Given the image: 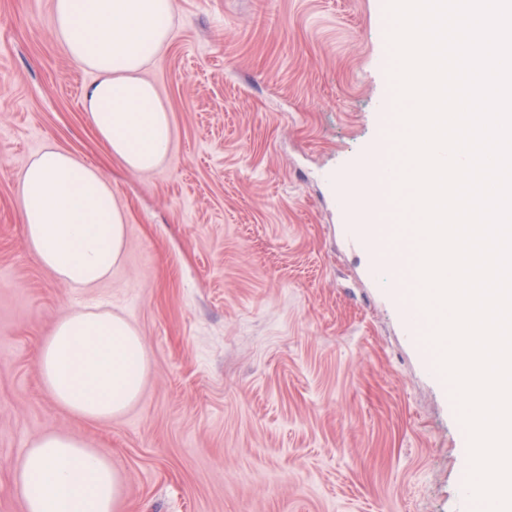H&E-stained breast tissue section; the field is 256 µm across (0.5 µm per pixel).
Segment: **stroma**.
<instances>
[{"mask_svg": "<svg viewBox=\"0 0 512 512\" xmlns=\"http://www.w3.org/2000/svg\"><path fill=\"white\" fill-rule=\"evenodd\" d=\"M51 2L0 0V512H24L13 471L53 430L111 457L118 512H482L436 350L348 231L346 179L374 152L396 159L387 0H174L144 71L172 144L147 173L89 125L94 76L62 53ZM47 145L98 168L127 216L96 287L25 243L17 177ZM94 307L148 356L108 424L56 404L36 365L54 323Z\"/></svg>", "mask_w": 512, "mask_h": 512, "instance_id": "stroma-1", "label": "stroma"}]
</instances>
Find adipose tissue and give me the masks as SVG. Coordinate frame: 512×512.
I'll use <instances>...</instances> for the list:
<instances>
[{
  "instance_id": "1",
  "label": "adipose tissue",
  "mask_w": 512,
  "mask_h": 512,
  "mask_svg": "<svg viewBox=\"0 0 512 512\" xmlns=\"http://www.w3.org/2000/svg\"><path fill=\"white\" fill-rule=\"evenodd\" d=\"M174 0H52L56 40L92 72L84 96L89 125L107 155L133 172L166 158L171 115L141 76L165 44ZM20 222L39 263L60 281L90 288L127 247L126 216L101 172L55 146L38 152L17 180ZM36 363L53 400L108 423L138 397L147 368L142 337L123 318L77 309L58 320ZM123 477L87 440L61 431L28 446L14 488L25 512H117Z\"/></svg>"
}]
</instances>
